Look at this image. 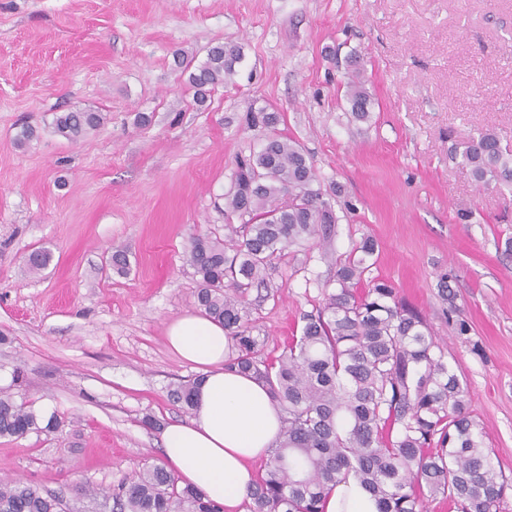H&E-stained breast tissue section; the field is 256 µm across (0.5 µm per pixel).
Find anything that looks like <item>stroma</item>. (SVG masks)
<instances>
[{
	"label": "stroma",
	"mask_w": 512,
	"mask_h": 512,
	"mask_svg": "<svg viewBox=\"0 0 512 512\" xmlns=\"http://www.w3.org/2000/svg\"><path fill=\"white\" fill-rule=\"evenodd\" d=\"M225 42L243 48L234 82L197 105L174 54L198 65ZM353 51L375 99L367 124L340 99ZM87 105L103 126L75 143L54 133L55 113ZM264 107L278 123L252 126ZM481 127L512 145V0H0V388L60 423L0 437V478L107 488L162 458L163 427L190 419L168 390L199 374L167 341L197 311L190 243L224 237L238 159L279 135L340 221L331 242L286 251L250 305L265 354L373 237L371 276L459 365L512 512V192L477 191L460 163ZM116 247L123 275L106 263ZM37 249L52 259L33 275Z\"/></svg>",
	"instance_id": "1"
}]
</instances>
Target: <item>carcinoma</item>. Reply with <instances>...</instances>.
<instances>
[{
  "mask_svg": "<svg viewBox=\"0 0 512 512\" xmlns=\"http://www.w3.org/2000/svg\"><path fill=\"white\" fill-rule=\"evenodd\" d=\"M241 60L237 45L208 47L206 60L189 74L197 103L216 85L232 82ZM343 88L352 121L369 122L373 94L356 55ZM103 121V113L86 107L55 114L52 125L73 143ZM460 157L478 187L512 189V147L494 131L477 130ZM225 209L238 215L241 228L227 225L223 239L199 236L189 250L199 277L196 306L224 325L231 343L225 368L265 384L284 413L280 440L248 490L247 512H324L326 496L350 478L372 494L377 512H425L437 497L460 512H497L506 483L467 410L461 371L390 281L365 277L377 251L372 238H362L336 263L323 284L322 306L302 314L280 354L262 357L264 340L254 334L246 297L267 288L282 252L327 241L339 221L299 144L274 136L240 160ZM49 262L45 250L26 258L32 274ZM198 383L196 377L171 386L170 400L191 410ZM55 427L52 418L40 426L31 406L0 391V436ZM75 493L93 500L108 493L115 512H223L197 488L178 486L161 461L110 492L77 486ZM69 510L59 493L0 480V512Z\"/></svg>",
  "mask_w": 512,
  "mask_h": 512,
  "instance_id": "obj_1",
  "label": "carcinoma"
}]
</instances>
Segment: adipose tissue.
<instances>
[{
    "mask_svg": "<svg viewBox=\"0 0 512 512\" xmlns=\"http://www.w3.org/2000/svg\"><path fill=\"white\" fill-rule=\"evenodd\" d=\"M167 339L183 360L199 366L203 379L188 422L164 432L163 453L179 483L203 491L225 512L240 505L254 477L250 465L267 456L282 428V412L255 379L224 368L223 326L201 315L170 324ZM324 512H376L371 495L355 480L335 487Z\"/></svg>",
    "mask_w": 512,
    "mask_h": 512,
    "instance_id": "adipose-tissue-1",
    "label": "adipose tissue"
}]
</instances>
